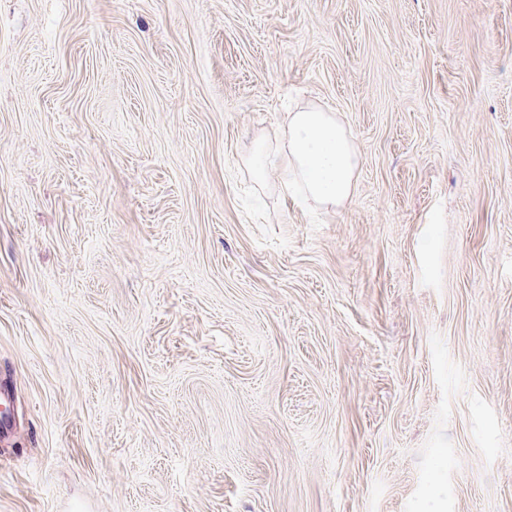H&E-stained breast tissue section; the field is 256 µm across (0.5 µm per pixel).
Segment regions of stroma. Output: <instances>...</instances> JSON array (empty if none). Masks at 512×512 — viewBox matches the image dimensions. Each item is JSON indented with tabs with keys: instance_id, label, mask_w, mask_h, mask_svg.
Masks as SVG:
<instances>
[{
	"instance_id": "35a3bbf8",
	"label": "stroma",
	"mask_w": 512,
	"mask_h": 512,
	"mask_svg": "<svg viewBox=\"0 0 512 512\" xmlns=\"http://www.w3.org/2000/svg\"><path fill=\"white\" fill-rule=\"evenodd\" d=\"M0 384V512H512V0H0ZM259 159L257 173L276 169L284 195L300 185L307 200L334 211L353 199L362 161L344 124L314 105L288 112L275 150L259 152Z\"/></svg>"
}]
</instances>
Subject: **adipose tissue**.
<instances>
[{
  "mask_svg": "<svg viewBox=\"0 0 512 512\" xmlns=\"http://www.w3.org/2000/svg\"><path fill=\"white\" fill-rule=\"evenodd\" d=\"M261 168L279 173L282 192L301 186L307 200L336 209L356 191L361 154L334 113L313 105L288 113L274 151L259 154Z\"/></svg>",
  "mask_w": 512,
  "mask_h": 512,
  "instance_id": "adipose-tissue-1",
  "label": "adipose tissue"
}]
</instances>
